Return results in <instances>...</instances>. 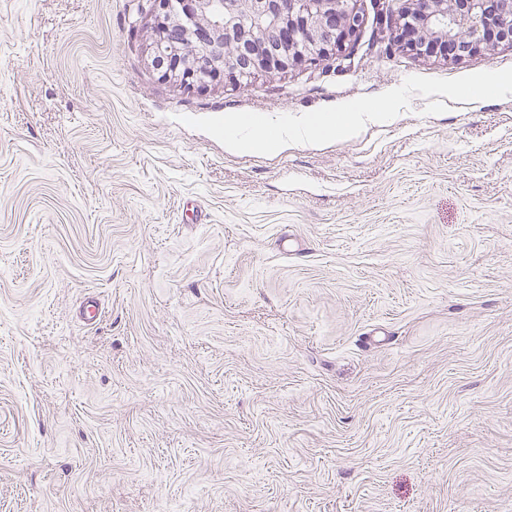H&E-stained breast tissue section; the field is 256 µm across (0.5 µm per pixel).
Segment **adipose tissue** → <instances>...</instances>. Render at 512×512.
<instances>
[{
	"mask_svg": "<svg viewBox=\"0 0 512 512\" xmlns=\"http://www.w3.org/2000/svg\"><path fill=\"white\" fill-rule=\"evenodd\" d=\"M402 103L401 92L395 87L380 99L310 115L292 125H270L251 116L237 115L224 123V145L231 152L252 154L285 149L293 140L315 143L348 138L365 124L392 118Z\"/></svg>",
	"mask_w": 512,
	"mask_h": 512,
	"instance_id": "1",
	"label": "adipose tissue"
}]
</instances>
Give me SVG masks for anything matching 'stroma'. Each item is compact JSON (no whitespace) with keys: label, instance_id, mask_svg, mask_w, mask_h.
Returning a JSON list of instances; mask_svg holds the SVG:
<instances>
[{"label":"stroma","instance_id":"stroma-1","mask_svg":"<svg viewBox=\"0 0 512 512\" xmlns=\"http://www.w3.org/2000/svg\"><path fill=\"white\" fill-rule=\"evenodd\" d=\"M150 5L0 0V512H512V95L458 93L512 46L415 58L359 0L345 54L187 88ZM403 98L394 87L381 99L339 107L336 112L309 115L298 124H265L252 116L235 115L224 122L228 151L252 154L288 148L292 140L309 143L354 136L366 123L380 122L400 112Z\"/></svg>","mask_w":512,"mask_h":512}]
</instances>
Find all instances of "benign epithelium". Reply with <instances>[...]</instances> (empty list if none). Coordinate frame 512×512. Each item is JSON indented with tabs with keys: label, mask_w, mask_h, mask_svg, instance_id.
<instances>
[{
	"label": "benign epithelium",
	"mask_w": 512,
	"mask_h": 512,
	"mask_svg": "<svg viewBox=\"0 0 512 512\" xmlns=\"http://www.w3.org/2000/svg\"><path fill=\"white\" fill-rule=\"evenodd\" d=\"M358 0H153L152 64L184 86L237 84L256 71L315 66L351 47ZM393 41L416 57L448 45L487 54L512 44V0H404Z\"/></svg>",
	"instance_id": "obj_1"
}]
</instances>
